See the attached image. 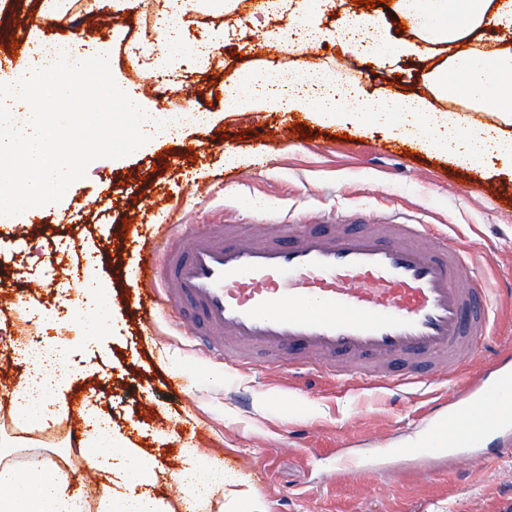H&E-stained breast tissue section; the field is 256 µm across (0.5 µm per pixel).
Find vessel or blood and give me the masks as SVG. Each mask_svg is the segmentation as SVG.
I'll list each match as a JSON object with an SVG mask.
<instances>
[{
	"label": "vessel or blood",
	"instance_id": "obj_1",
	"mask_svg": "<svg viewBox=\"0 0 512 512\" xmlns=\"http://www.w3.org/2000/svg\"><path fill=\"white\" fill-rule=\"evenodd\" d=\"M155 252L147 248L141 276L160 287L131 291L143 319L178 311L201 346L235 364L308 368L399 396L457 371L466 350L491 349L492 373L470 377L454 402L431 403L423 447L400 448V458L512 432V358L490 346L501 291L433 225L357 211L270 224L256 240L215 224L167 249L163 266Z\"/></svg>",
	"mask_w": 512,
	"mask_h": 512
}]
</instances>
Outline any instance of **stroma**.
Here are the masks:
<instances>
[{
  "label": "stroma",
  "instance_id": "1",
  "mask_svg": "<svg viewBox=\"0 0 512 512\" xmlns=\"http://www.w3.org/2000/svg\"><path fill=\"white\" fill-rule=\"evenodd\" d=\"M252 6L253 0H228L221 13L190 11L186 42L215 41L220 62L183 65L174 83L162 87L129 61L134 54L152 62L165 52L161 41L137 44L128 33L138 17L155 12L150 0H130L104 27L85 23L89 0H65L57 16L20 40L13 37L17 19L38 15L43 0H0V62L21 63L53 40L104 45L115 81L137 89L147 109L163 108L172 91L206 115L203 124L185 125L180 138L94 161L60 202L0 223V438L34 443L90 500L102 494L105 480L90 460L68 455L67 412L24 431L10 410L27 373L11 343L33 328L22 309L47 306L59 314L61 336L94 334L62 367L66 402L98 408L154 461V492L166 512L183 508L175 486L188 448L205 451L213 476L224 481L223 493L202 501L198 512H250L254 499L267 512H512V454L467 462L444 455L407 476L384 469L336 475L340 444L384 465L388 449L416 441L431 399L457 389L464 372L480 366V355L466 356L460 371L395 404L385 394L317 375L300 392L287 369H245L212 358L179 316L162 312L146 324L129 303L142 246L157 234L179 246L173 226L239 224L253 235L271 216L290 224L362 208L394 210L401 224L436 225L472 246L485 278L501 287L512 281V174L451 163L376 127L310 121L301 109L225 111L219 99L225 86L256 68L291 75L328 69L379 94L415 92L427 70L417 55L385 67L341 56L330 6L315 17L327 33L323 43L292 49L274 42L256 51L266 30L275 26L287 36L295 22L266 20ZM298 125L303 133L296 136ZM91 276L104 284L110 307L96 328L75 310L77 288ZM171 381L182 390H169Z\"/></svg>",
  "mask_w": 512,
  "mask_h": 512
}]
</instances>
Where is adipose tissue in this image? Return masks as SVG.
Here are the masks:
<instances>
[{"mask_svg":"<svg viewBox=\"0 0 512 512\" xmlns=\"http://www.w3.org/2000/svg\"><path fill=\"white\" fill-rule=\"evenodd\" d=\"M394 11L400 18L413 17L408 39L391 41L377 17L351 10L345 14L350 30L338 36V44L342 52L365 53L385 64L405 54L421 55L429 63L422 92L376 97L356 89L350 95L355 110L349 113L334 93L308 94L292 86L278 96L255 76L235 96L230 111L304 108L323 122L347 119L393 130L461 164L482 165L495 159L512 169V45L488 49L471 40L472 33L486 24L511 34L512 0H396ZM455 86L473 105L498 101L495 122L481 123L465 112L434 108V101L447 98ZM62 385V379H55L45 398L31 388L20 389L14 411L28 424L46 423L59 410ZM83 419L81 444L93 449L97 468L109 482L96 508H89L56 463L41 465L32 482H19L9 457L24 444L12 440L0 448V512H164L153 493V464L130 445L116 448L111 440L101 439L99 426L105 418L96 408L86 410Z\"/></svg>","mask_w":512,"mask_h":512,"instance_id":"adipose-tissue-1","label":"adipose tissue"}]
</instances>
